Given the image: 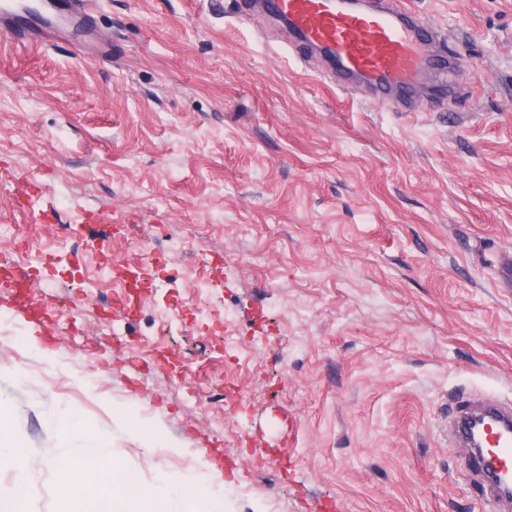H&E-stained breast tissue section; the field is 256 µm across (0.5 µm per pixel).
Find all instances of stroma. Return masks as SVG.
<instances>
[{
    "mask_svg": "<svg viewBox=\"0 0 512 512\" xmlns=\"http://www.w3.org/2000/svg\"><path fill=\"white\" fill-rule=\"evenodd\" d=\"M406 2L459 60L444 103L428 71L370 102L239 0H98L104 61L0 40V228L52 269L36 324L0 284V496L81 512L72 413L227 512H488L445 424L512 400V0ZM19 446L14 441L8 420L6 416L2 412V404H1V413H0V459H9L15 460L20 452L18 450Z\"/></svg>",
    "mask_w": 512,
    "mask_h": 512,
    "instance_id": "obj_1",
    "label": "stroma"
}]
</instances>
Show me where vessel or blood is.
Returning <instances> with one entry per match:
<instances>
[{"instance_id": "vessel-or-blood-1", "label": "vessel or blood", "mask_w": 512, "mask_h": 512, "mask_svg": "<svg viewBox=\"0 0 512 512\" xmlns=\"http://www.w3.org/2000/svg\"><path fill=\"white\" fill-rule=\"evenodd\" d=\"M271 19L282 20L310 47L323 52L344 75L360 77L377 92L406 86L424 53L436 40L434 22L395 4L356 8L348 0H262ZM88 0L49 5L46 0H0V36L23 45L49 46L62 26L86 28ZM482 413L498 436L482 447L470 445L473 417L461 410L454 431L466 448L465 465L484 478V496L491 512H512V407L491 403Z\"/></svg>"}]
</instances>
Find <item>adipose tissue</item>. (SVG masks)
I'll return each mask as SVG.
<instances>
[{"label":"adipose tissue","mask_w":512,"mask_h":512,"mask_svg":"<svg viewBox=\"0 0 512 512\" xmlns=\"http://www.w3.org/2000/svg\"><path fill=\"white\" fill-rule=\"evenodd\" d=\"M54 428L60 435L81 442L83 447L99 451L91 481L71 479L62 487L64 497L83 502L84 512H198L196 492L204 486L202 479L163 473L154 482L133 483L113 449L87 430L76 415L57 417Z\"/></svg>","instance_id":"obj_1"}]
</instances>
